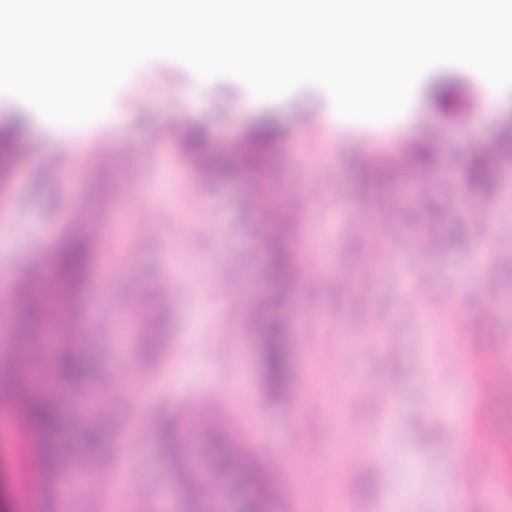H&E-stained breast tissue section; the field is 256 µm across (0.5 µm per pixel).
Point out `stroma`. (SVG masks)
<instances>
[{
	"instance_id": "35a3bbf8",
	"label": "stroma",
	"mask_w": 512,
	"mask_h": 512,
	"mask_svg": "<svg viewBox=\"0 0 512 512\" xmlns=\"http://www.w3.org/2000/svg\"><path fill=\"white\" fill-rule=\"evenodd\" d=\"M469 70L440 65L422 75L401 120L370 125L332 121L329 93L303 84L260 100L240 80L199 83L183 62L153 57L113 94L108 112L80 128L48 122L31 106L0 94V121L24 128L0 183V278L42 269L72 224H92L109 249H95L88 283L73 313L87 365L85 381L107 385L108 416L99 444L100 481L78 486L63 503L45 496V512H179L181 489L160 440L141 446V430L183 409L223 404L245 442L286 489L275 512H443L442 497L464 471L485 474L466 512H512L497 461L462 454L458 431L512 435V422L485 419L479 374L512 357V255L474 270L479 248L468 172L491 149L507 115L512 86L476 114L442 112L430 83ZM143 98L139 112L128 95ZM285 132L272 168L259 179L272 197H302L294 242L308 268L305 286L281 302L295 399L283 405L266 389L252 321L255 304L277 290L266 274L257 228L266 213L241 209L238 195L257 177L244 167L208 176L209 209H196V164L180 152L182 125L202 128L211 151L228 150L263 117ZM430 138L433 167L395 168L379 186L360 168L395 156L405 143ZM112 142L101 162L99 145ZM323 199H308L309 186ZM465 201L449 208L450 193ZM483 193L490 237H512V155L498 161ZM397 198L379 213L377 197ZM158 221L142 223L144 213ZM361 227L349 231V222ZM426 236L427 251H399ZM427 279L439 296L417 304L408 285ZM149 313L163 327L162 368L148 374L131 334ZM61 428L51 466L67 472L84 442L78 408L55 393ZM16 421L0 413V512H30L26 483L42 469Z\"/></svg>"
}]
</instances>
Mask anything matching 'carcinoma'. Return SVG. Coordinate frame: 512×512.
<instances>
[{"instance_id": "cac0c4a2", "label": "carcinoma", "mask_w": 512, "mask_h": 512, "mask_svg": "<svg viewBox=\"0 0 512 512\" xmlns=\"http://www.w3.org/2000/svg\"><path fill=\"white\" fill-rule=\"evenodd\" d=\"M430 94L437 109L443 112H452L464 102L463 89L452 78L434 83ZM18 136L19 131L15 127L9 124L0 127L1 181L9 175ZM281 137V128L270 121L247 128L238 149L248 169L253 172L268 169ZM182 147L187 154L203 149V137L196 128H186ZM404 153L418 165L429 160L427 143L424 141L411 143ZM493 160L494 157L484 153L477 157L469 173V186L482 187L492 180L495 172ZM387 171L389 165L386 162L370 159L364 163L362 175L369 181H378ZM294 230L292 224H267L261 233L266 270L279 288L281 297L288 296L300 281V268L293 244ZM89 261L90 249L83 240H63L45 270V275L54 282L53 291L40 298L24 300L19 340L23 342L29 336L54 334L59 349L53 369L48 373L43 372L39 358L26 353L21 363L24 375L19 380L11 379L9 368L0 372V388L9 393L21 430L35 439L34 455L42 462L55 456L56 438L60 430L57 407L49 393L51 384H80L84 380L83 357L70 336L67 313L58 304H72L81 296ZM161 332V327L152 321L139 326V349L150 368L159 362ZM255 333L263 349L267 392L275 400L286 403L292 398L287 350L281 322L266 304L256 313ZM102 403L103 399L98 392L85 391L83 412L88 421L93 422L99 417ZM156 432L171 441V467L182 486L189 512L200 508L199 500L203 497H209L211 501L200 509L204 512H221L222 505L217 493L228 477L251 487V495L238 504L240 512H274L282 497L280 486L270 469L241 444L235 428L224 423L223 409L215 407L204 413L184 410L173 422L158 424ZM199 433H205L211 438L212 458L207 466L194 468L185 462L182 447L190 437Z\"/></svg>"}]
</instances>
